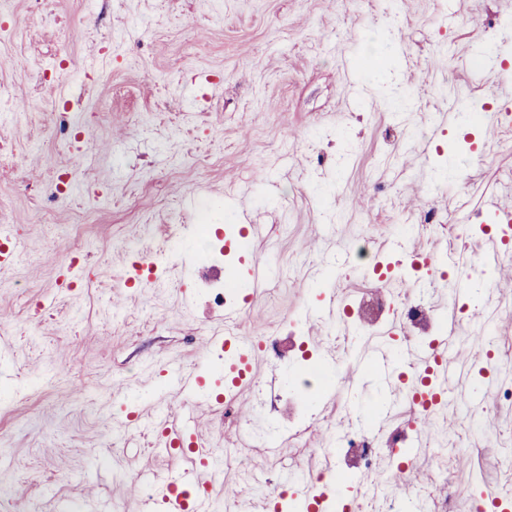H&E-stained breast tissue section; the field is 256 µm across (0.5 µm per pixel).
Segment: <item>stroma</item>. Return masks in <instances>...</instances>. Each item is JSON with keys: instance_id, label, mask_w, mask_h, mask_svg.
Instances as JSON below:
<instances>
[{"instance_id": "obj_1", "label": "stroma", "mask_w": 512, "mask_h": 512, "mask_svg": "<svg viewBox=\"0 0 512 512\" xmlns=\"http://www.w3.org/2000/svg\"><path fill=\"white\" fill-rule=\"evenodd\" d=\"M512 9L503 0H0V220L30 246L0 270V512H143L142 486L167 453L117 436L127 410L156 424L186 418L211 447L237 444L270 487L314 470L336 475L342 499L379 491L409 462L406 494L447 486L452 512L512 488V250L486 270L491 204L512 208ZM380 66L361 65L366 54ZM487 110L466 122L463 104ZM80 172L67 159L75 147ZM257 231L231 249L237 280L265 273L249 301L213 312L196 288L197 256L231 230ZM370 241L375 260L418 249L451 256L431 274L378 281L347 255ZM79 257L86 277L61 283ZM158 280L128 288L143 259ZM468 278L456 295L449 279ZM354 306L423 294L447 342V398L436 428L414 442L408 386L396 373L357 377L368 354L413 364L399 314L369 333L324 301ZM300 322L304 347L257 350L256 381L211 411L207 383L187 397L171 366L219 363L211 336L269 341ZM492 336L489 361L470 336ZM318 363L349 386L319 392L299 448L254 456L270 433L257 387L286 385ZM483 429L462 410L473 392ZM375 416L378 469L353 468L331 439ZM495 465L496 480L482 474ZM223 512H269L238 460L221 463Z\"/></svg>"}]
</instances>
